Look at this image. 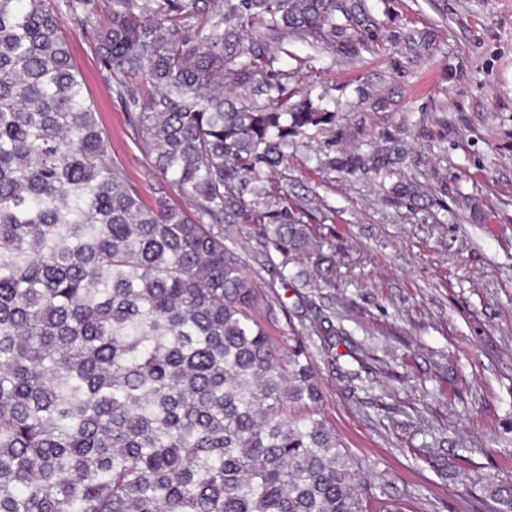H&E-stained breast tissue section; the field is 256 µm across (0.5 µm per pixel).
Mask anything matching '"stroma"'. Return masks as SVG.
Instances as JSON below:
<instances>
[{
	"instance_id": "1",
	"label": "stroma",
	"mask_w": 512,
	"mask_h": 512,
	"mask_svg": "<svg viewBox=\"0 0 512 512\" xmlns=\"http://www.w3.org/2000/svg\"><path fill=\"white\" fill-rule=\"evenodd\" d=\"M52 4L111 162L144 203L184 206L126 121L95 19ZM363 5L348 28L359 55L291 36L271 65L336 115L267 181L325 238L336 281L284 264L252 224H233L231 247L274 304L312 303L344 328L333 364L312 321L302 326L326 421L374 495L404 512H489L490 487L512 480V0ZM387 147L388 166L374 169ZM345 153L364 168L318 163Z\"/></svg>"
}]
</instances>
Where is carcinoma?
I'll return each instance as SVG.
<instances>
[{
  "label": "carcinoma",
  "instance_id": "carcinoma-1",
  "mask_svg": "<svg viewBox=\"0 0 512 512\" xmlns=\"http://www.w3.org/2000/svg\"><path fill=\"white\" fill-rule=\"evenodd\" d=\"M68 3L104 19L101 65L140 79L116 90L127 123L194 213L146 205L110 163L48 0H0V512H393L322 418L307 337L279 348L224 236L233 217L322 265V238L262 178L333 113L262 74L245 28L340 36L356 56L359 5ZM490 493L512 512L511 482Z\"/></svg>",
  "mask_w": 512,
  "mask_h": 512
}]
</instances>
